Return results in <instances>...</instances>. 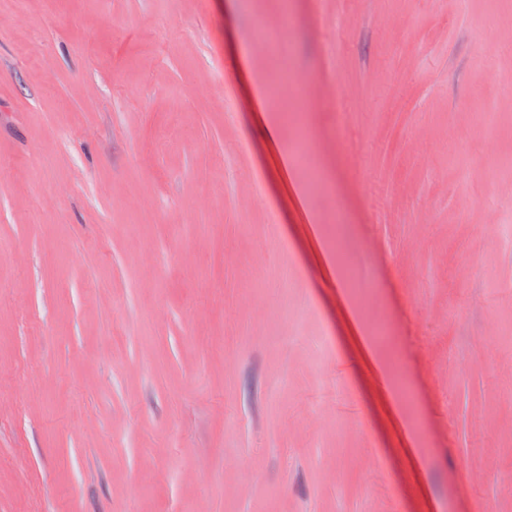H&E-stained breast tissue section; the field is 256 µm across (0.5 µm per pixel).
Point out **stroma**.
<instances>
[{"instance_id":"stroma-1","label":"stroma","mask_w":512,"mask_h":512,"mask_svg":"<svg viewBox=\"0 0 512 512\" xmlns=\"http://www.w3.org/2000/svg\"><path fill=\"white\" fill-rule=\"evenodd\" d=\"M498 28L512 0H0V512H512ZM265 49L323 83L310 149L336 186L302 213L273 180L283 153L306 176ZM311 223L379 260L324 287ZM365 288L372 363L342 331Z\"/></svg>"}]
</instances>
